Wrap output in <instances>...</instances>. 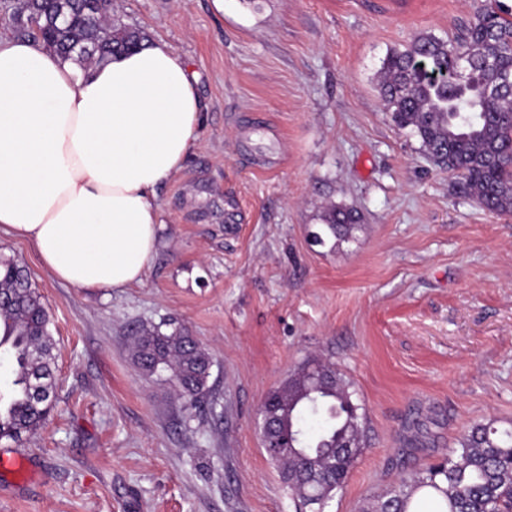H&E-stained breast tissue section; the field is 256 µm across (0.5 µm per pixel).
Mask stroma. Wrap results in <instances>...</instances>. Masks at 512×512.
<instances>
[{
  "mask_svg": "<svg viewBox=\"0 0 512 512\" xmlns=\"http://www.w3.org/2000/svg\"><path fill=\"white\" fill-rule=\"evenodd\" d=\"M486 0H114L197 74L198 138L158 187L141 283L76 290L0 234L42 296L56 406L0 474V512H296L261 443L267 393L335 365L367 421L329 512H357L474 422L512 427V215L397 128L377 89L392 48L459 34ZM362 215L316 245L335 205ZM172 324L212 355L196 406L131 338Z\"/></svg>",
  "mask_w": 512,
  "mask_h": 512,
  "instance_id": "obj_1",
  "label": "stroma"
}]
</instances>
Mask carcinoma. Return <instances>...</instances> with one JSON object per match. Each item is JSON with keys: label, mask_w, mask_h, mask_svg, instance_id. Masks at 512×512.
I'll list each match as a JSON object with an SVG mask.
<instances>
[{"label": "carcinoma", "mask_w": 512, "mask_h": 512, "mask_svg": "<svg viewBox=\"0 0 512 512\" xmlns=\"http://www.w3.org/2000/svg\"><path fill=\"white\" fill-rule=\"evenodd\" d=\"M20 35L33 34L64 58L83 65L133 50L145 32L116 17L113 0H3ZM385 109L401 130L417 137L434 161L456 176V193L497 215L512 214V13L501 5L479 9L463 32L448 39L422 34L389 51L378 77ZM359 213L336 207L324 235L339 245L358 229ZM10 342L12 395L0 408V439L19 440L50 415L55 397L49 317L25 271L0 258V346ZM134 358L145 371H167L191 400L206 389L213 364L185 328L144 330ZM354 392L330 363L308 360L266 401L285 421L263 442L280 478L299 505L326 512L358 454L364 414ZM351 441L352 452L338 451ZM512 512V428L477 423L448 456L401 480L359 512Z\"/></svg>", "instance_id": "obj_1"}]
</instances>
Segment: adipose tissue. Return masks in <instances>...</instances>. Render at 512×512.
<instances>
[{
	"label": "adipose tissue",
	"mask_w": 512,
	"mask_h": 512,
	"mask_svg": "<svg viewBox=\"0 0 512 512\" xmlns=\"http://www.w3.org/2000/svg\"><path fill=\"white\" fill-rule=\"evenodd\" d=\"M196 76L164 42L83 68L0 38V228L76 289L141 282L156 190L198 137Z\"/></svg>",
	"instance_id": "obj_1"
}]
</instances>
